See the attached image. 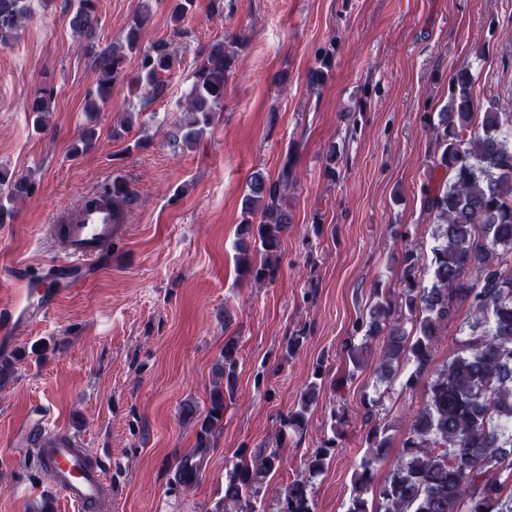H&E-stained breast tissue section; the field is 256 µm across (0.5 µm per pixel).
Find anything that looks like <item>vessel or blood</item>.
Listing matches in <instances>:
<instances>
[{
    "mask_svg": "<svg viewBox=\"0 0 512 512\" xmlns=\"http://www.w3.org/2000/svg\"><path fill=\"white\" fill-rule=\"evenodd\" d=\"M62 234L49 268L51 279L78 283L88 266L108 253L116 225L112 218V196L102 195L96 203L82 204L62 215ZM60 298L59 292L31 279L27 302L17 319L33 322ZM24 444L32 448L44 477L76 508L77 512H111V477L104 465L87 462L83 439L55 432L42 419L26 425Z\"/></svg>",
    "mask_w": 512,
    "mask_h": 512,
    "instance_id": "obj_1",
    "label": "vessel or blood"
}]
</instances>
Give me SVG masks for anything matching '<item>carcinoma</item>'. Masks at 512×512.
<instances>
[{"mask_svg":"<svg viewBox=\"0 0 512 512\" xmlns=\"http://www.w3.org/2000/svg\"><path fill=\"white\" fill-rule=\"evenodd\" d=\"M194 0H172L175 33ZM95 0H79L71 28L86 37L93 57L96 87L86 104L88 112L112 107V87L126 79L127 54L141 48V34L149 9L125 33L124 48H96ZM30 0H0V46L10 45ZM202 63L188 94L184 119L177 132L185 147L195 144L224 109V81L234 51L216 42L199 51ZM171 43L157 40L140 53L137 88L153 95L164 90L158 75L171 69ZM331 71L323 59L309 73V86H322ZM473 75L467 69L452 78L450 99L432 129L433 168L448 180L425 194V206L434 213L437 230L430 255L411 242L402 253L398 293L375 288L378 300L370 306L359 328L360 342L346 345L348 368L336 383L354 379L371 354L369 340L382 337L375 367L376 381L385 385L366 403L365 454L353 476L347 512H512V113L491 104L474 108ZM53 90L34 95L27 110L34 123L43 124L50 112ZM297 181L290 161L274 180L256 173L243 201V224L235 242L236 267L255 283L273 279L277 265L271 257L281 251L288 224L283 209L285 191ZM33 181L0 169V223L11 219L12 204L30 195ZM132 192L120 177L112 179V209L116 219L131 206ZM468 303L469 332L458 350L439 367L435 354L457 306ZM409 322L411 328L403 326ZM240 359L239 340L224 341V350L212 368L209 407L200 416L193 402L181 407L182 418L198 426L197 447H210V438L222 426L226 401L233 399ZM409 369L405 388L425 380V402L410 420L400 459L387 479L375 486L374 465L390 447L389 426L378 407L393 393L397 368ZM323 383L322 364L300 395L297 409L280 420L276 447L253 456L240 455L224 480L221 512H264L260 492L267 476L280 465L278 448L303 434L308 411L318 400ZM349 419L332 412L331 436L305 460L307 476L296 479L280 493L277 512H314L311 480L336 456Z\"/></svg>","mask_w":512,"mask_h":512,"instance_id":"carcinoma-1","label":"carcinoma"}]
</instances>
